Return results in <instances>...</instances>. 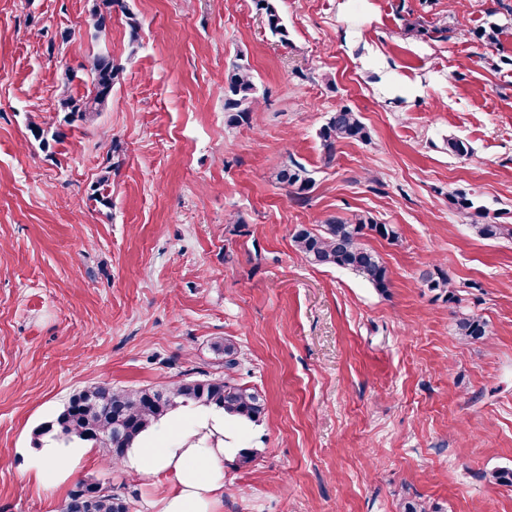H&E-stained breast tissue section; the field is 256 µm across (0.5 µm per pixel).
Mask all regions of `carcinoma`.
Returning a JSON list of instances; mask_svg holds the SVG:
<instances>
[{"instance_id": "carcinoma-1", "label": "carcinoma", "mask_w": 512, "mask_h": 512, "mask_svg": "<svg viewBox=\"0 0 512 512\" xmlns=\"http://www.w3.org/2000/svg\"><path fill=\"white\" fill-rule=\"evenodd\" d=\"M119 0H101L95 13L98 32L106 30L112 18V6ZM264 11L265 25L279 41L288 43V30L277 7L271 0H258ZM119 68L108 54H97L90 65V84L86 93L75 98L68 88L60 91L61 110L66 112L64 122L70 124L95 112L111 97ZM258 86L252 70L233 62L224 70V112L228 123H248L259 111ZM325 159H334L336 146L342 142H367L369 131L360 113L348 106H340L319 131ZM290 198L304 200L315 184L310 171L295 162L284 164L277 173ZM455 208L472 217L470 228L483 239L512 238V224H502L483 213L472 199L465 195L452 197ZM323 230L315 233L300 228L293 234V242L300 254L311 264L348 270L371 284L379 292L390 288L389 268L379 255L364 244L365 237L374 235L392 242L399 234L391 224H380L371 217L354 214L349 218L329 217L323 221ZM426 287L446 295L448 302H460L454 282L439 271L422 275ZM458 335L467 342L484 340L489 336L486 323L478 317H461L456 323ZM213 350L224 357V375L206 379L179 381L158 388L126 390L109 384L90 386L71 397L66 406L44 422L37 436L50 437L57 443L91 444L102 450L107 462L116 466L132 444L169 412L189 405L216 408L240 420L256 422L265 413V399L254 386L235 377L241 365V351L231 339L213 343ZM82 504L86 512H131V503L125 496L102 487L99 483L82 480L71 491L61 512H72Z\"/></svg>"}]
</instances>
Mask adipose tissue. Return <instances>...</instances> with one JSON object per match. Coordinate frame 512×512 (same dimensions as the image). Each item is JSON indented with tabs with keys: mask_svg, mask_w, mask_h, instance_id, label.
Masks as SVG:
<instances>
[{
	"mask_svg": "<svg viewBox=\"0 0 512 512\" xmlns=\"http://www.w3.org/2000/svg\"><path fill=\"white\" fill-rule=\"evenodd\" d=\"M84 448H60L50 443L31 467L37 484L63 481L62 456L80 462ZM224 445V413L198 408L193 418L173 412L155 424L122 460L124 469L164 484L159 512H220L224 501V461L232 456Z\"/></svg>",
	"mask_w": 512,
	"mask_h": 512,
	"instance_id": "ef3b65f1",
	"label": "adipose tissue"
}]
</instances>
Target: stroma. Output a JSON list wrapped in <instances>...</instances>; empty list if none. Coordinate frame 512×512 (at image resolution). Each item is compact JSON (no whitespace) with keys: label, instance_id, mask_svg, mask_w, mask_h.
I'll return each mask as SVG.
<instances>
[{"label":"stroma","instance_id":"35a3bbf8","mask_svg":"<svg viewBox=\"0 0 512 512\" xmlns=\"http://www.w3.org/2000/svg\"><path fill=\"white\" fill-rule=\"evenodd\" d=\"M99 2L0 0V512H60L80 480L157 512L161 486L97 448L59 485L27 481L35 431L91 385L221 375L225 336L266 411L224 423L258 455L225 460L222 512H512L484 478L512 468V239L473 236L449 201L512 224V0H278L285 44L256 0H120L98 37ZM100 50L111 99L43 148L31 124H63L59 89L84 94ZM237 60L261 99L248 126L224 112ZM341 105L371 139L328 162ZM292 160L315 178L301 202L276 179ZM355 213L398 231L366 241L387 293L293 246ZM437 267L459 303L421 282ZM464 315L486 340H459Z\"/></svg>","mask_w":512,"mask_h":512}]
</instances>
